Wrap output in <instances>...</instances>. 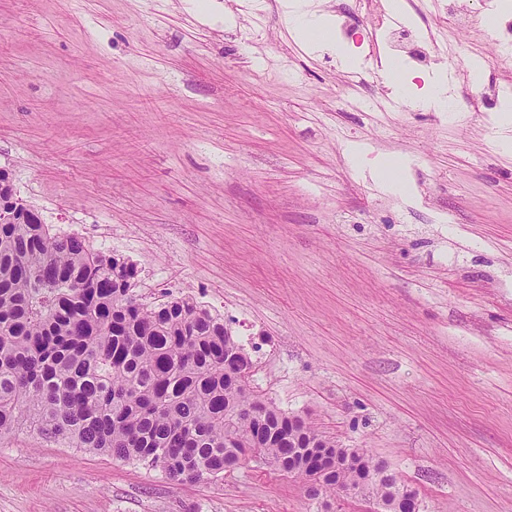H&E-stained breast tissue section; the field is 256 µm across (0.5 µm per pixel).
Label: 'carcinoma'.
I'll use <instances>...</instances> for the list:
<instances>
[{
  "label": "carcinoma",
  "instance_id": "1",
  "mask_svg": "<svg viewBox=\"0 0 512 512\" xmlns=\"http://www.w3.org/2000/svg\"><path fill=\"white\" fill-rule=\"evenodd\" d=\"M11 197L0 175V441L26 428L190 481L259 457L305 485L322 468L314 443L359 461L325 477L324 499L377 469L367 449L255 395L251 359L199 302H141L132 263L55 233ZM401 488L372 482L362 500L399 512Z\"/></svg>",
  "mask_w": 512,
  "mask_h": 512
}]
</instances>
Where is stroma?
Instances as JSON below:
<instances>
[{
    "label": "stroma",
    "instance_id": "obj_1",
    "mask_svg": "<svg viewBox=\"0 0 512 512\" xmlns=\"http://www.w3.org/2000/svg\"><path fill=\"white\" fill-rule=\"evenodd\" d=\"M219 2L233 26L189 0H0V171L133 263L144 303L221 313L256 393L369 449L421 512H512V126L389 105L357 59L390 0H309L346 12L347 67L281 0ZM0 512L316 506L258 461L177 483L24 430L0 442Z\"/></svg>",
    "mask_w": 512,
    "mask_h": 512
}]
</instances>
